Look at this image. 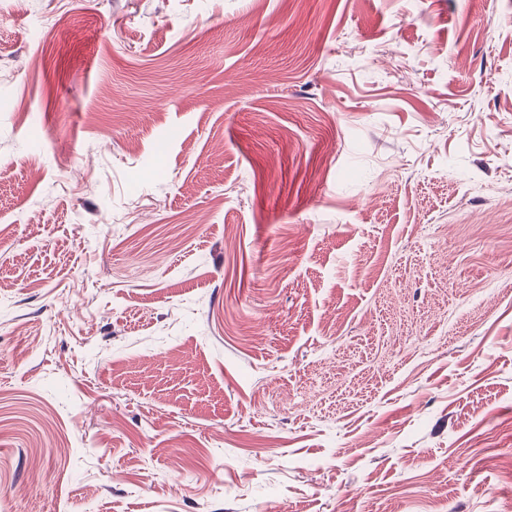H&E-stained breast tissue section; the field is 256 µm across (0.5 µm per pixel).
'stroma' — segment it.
<instances>
[{
	"label": "stroma",
	"mask_w": 512,
	"mask_h": 512,
	"mask_svg": "<svg viewBox=\"0 0 512 512\" xmlns=\"http://www.w3.org/2000/svg\"><path fill=\"white\" fill-rule=\"evenodd\" d=\"M0 0V512H512V0Z\"/></svg>",
	"instance_id": "1"
}]
</instances>
